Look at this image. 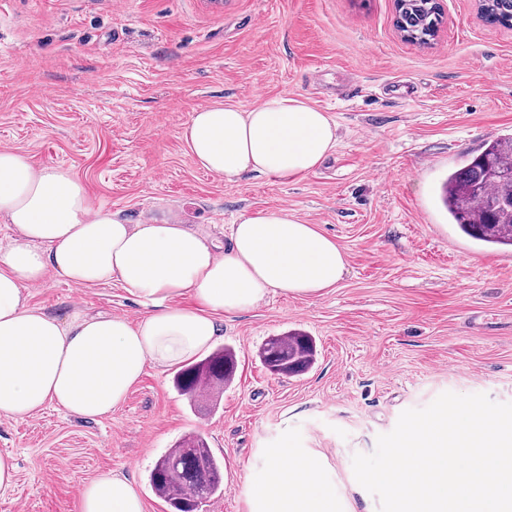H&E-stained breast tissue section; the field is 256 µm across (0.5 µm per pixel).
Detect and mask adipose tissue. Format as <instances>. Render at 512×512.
<instances>
[{
	"label": "adipose tissue",
	"mask_w": 512,
	"mask_h": 512,
	"mask_svg": "<svg viewBox=\"0 0 512 512\" xmlns=\"http://www.w3.org/2000/svg\"><path fill=\"white\" fill-rule=\"evenodd\" d=\"M327 113L297 97L245 109L217 102L194 112L182 136L197 165L226 179L250 171L283 181L312 173L337 143ZM0 418L52 406L94 421L120 405L147 366L179 365L212 345L221 316L273 293L316 297L341 281L343 248L285 211L241 216L217 251L172 221L128 224L95 205L59 168L0 150ZM90 286L117 281L145 308L138 321L74 309L66 318L31 306L48 273ZM191 295L194 303L178 305ZM320 462L281 443L255 481L250 512H345ZM78 512H144L134 485L106 471L83 488Z\"/></svg>",
	"instance_id": "adipose-tissue-1"
}]
</instances>
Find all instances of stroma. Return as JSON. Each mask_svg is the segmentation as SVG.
I'll list each match as a JSON object with an SVG mask.
<instances>
[{"mask_svg":"<svg viewBox=\"0 0 512 512\" xmlns=\"http://www.w3.org/2000/svg\"><path fill=\"white\" fill-rule=\"evenodd\" d=\"M433 46L404 41L394 0H0V149L61 167L128 223L174 220L228 243L246 213L288 210L345 250L334 288L281 294L225 317L236 377L198 411L173 369L147 368L112 414L82 421L54 407L0 418V453L18 462L0 512H77L99 473L127 476L145 512H170L148 475L185 435L224 461V491L201 512H249L255 475L281 438L319 456L348 512H379L355 479L407 409L445 392L512 402V251L462 235L440 187L483 146L512 134V27L475 0H442ZM288 95L337 124L307 176L199 168L182 131L217 101L244 108ZM32 305L137 320L117 283L49 275ZM317 345L303 375L271 374L272 336Z\"/></svg>","mask_w":512,"mask_h":512,"instance_id":"obj_1","label":"stroma"}]
</instances>
